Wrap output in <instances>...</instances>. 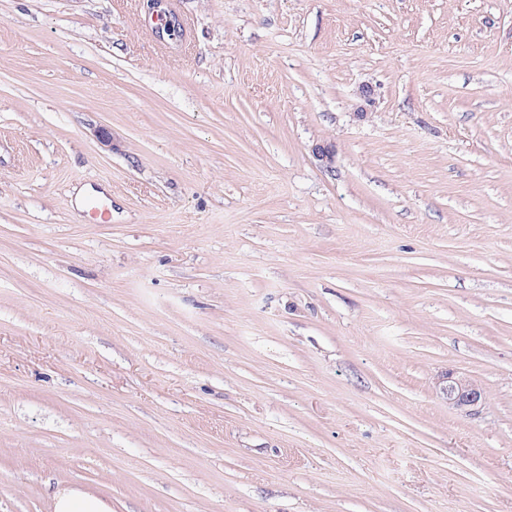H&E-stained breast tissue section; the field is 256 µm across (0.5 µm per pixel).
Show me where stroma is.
<instances>
[{
  "label": "stroma",
  "instance_id": "obj_1",
  "mask_svg": "<svg viewBox=\"0 0 512 512\" xmlns=\"http://www.w3.org/2000/svg\"><path fill=\"white\" fill-rule=\"evenodd\" d=\"M169 6L0 0V512H512V0ZM146 7L149 13L156 15L158 20L162 22L161 26L156 28L159 37H164V34H166L173 38L180 32V19L167 8L166 0H147ZM439 391L449 405L468 412L478 407L484 397L483 389L478 384L450 372L439 383ZM54 512H112V507L79 488L61 485L53 496Z\"/></svg>",
  "mask_w": 512,
  "mask_h": 512
}]
</instances>
